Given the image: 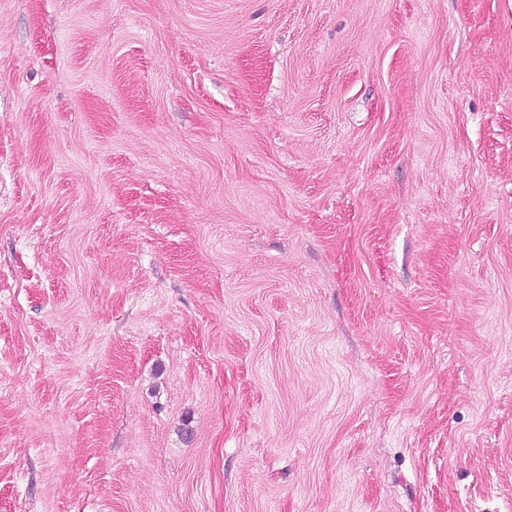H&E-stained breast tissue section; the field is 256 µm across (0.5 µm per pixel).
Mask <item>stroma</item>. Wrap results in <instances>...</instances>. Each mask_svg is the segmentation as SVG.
Returning <instances> with one entry per match:
<instances>
[{"instance_id":"35a3bbf8","label":"stroma","mask_w":512,"mask_h":512,"mask_svg":"<svg viewBox=\"0 0 512 512\" xmlns=\"http://www.w3.org/2000/svg\"><path fill=\"white\" fill-rule=\"evenodd\" d=\"M0 512H512V0H0Z\"/></svg>"}]
</instances>
